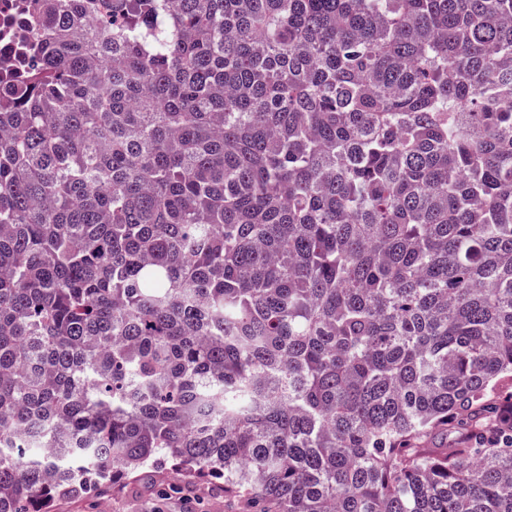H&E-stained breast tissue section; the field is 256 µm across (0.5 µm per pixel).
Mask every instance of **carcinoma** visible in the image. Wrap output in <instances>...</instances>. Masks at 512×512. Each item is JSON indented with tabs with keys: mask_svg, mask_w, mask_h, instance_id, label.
Returning <instances> with one entry per match:
<instances>
[{
	"mask_svg": "<svg viewBox=\"0 0 512 512\" xmlns=\"http://www.w3.org/2000/svg\"><path fill=\"white\" fill-rule=\"evenodd\" d=\"M0 79V512L168 464L258 512H512V0H34Z\"/></svg>",
	"mask_w": 512,
	"mask_h": 512,
	"instance_id": "1",
	"label": "carcinoma"
}]
</instances>
